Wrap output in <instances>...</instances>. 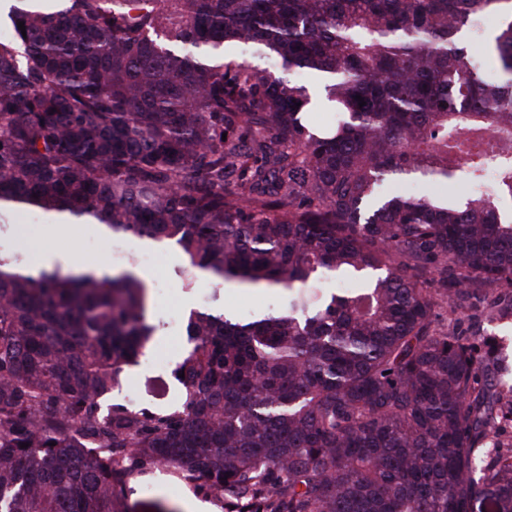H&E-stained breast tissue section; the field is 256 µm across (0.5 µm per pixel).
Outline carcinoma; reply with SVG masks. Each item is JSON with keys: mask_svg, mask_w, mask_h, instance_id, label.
<instances>
[{"mask_svg": "<svg viewBox=\"0 0 512 512\" xmlns=\"http://www.w3.org/2000/svg\"><path fill=\"white\" fill-rule=\"evenodd\" d=\"M18 2L0 212L103 225L179 251L185 288L283 304L192 310L182 402L136 410L107 400L155 336L146 279L0 253V512H120L160 465L224 512H512L503 345L433 321L512 292V0ZM490 13L505 82L464 43ZM461 173L478 196L448 194Z\"/></svg>", "mask_w": 512, "mask_h": 512, "instance_id": "1", "label": "carcinoma"}]
</instances>
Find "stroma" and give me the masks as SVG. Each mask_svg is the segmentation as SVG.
<instances>
[{"label":"stroma","mask_w":512,"mask_h":512,"mask_svg":"<svg viewBox=\"0 0 512 512\" xmlns=\"http://www.w3.org/2000/svg\"><path fill=\"white\" fill-rule=\"evenodd\" d=\"M28 212H12L5 219L6 226L0 231V250L16 254L32 252L46 257L51 252H73L83 262L109 260L110 254L104 236L97 233L93 225H77L73 236L64 237L56 233L52 220L41 223L31 221ZM93 241V249H86L85 241ZM184 262L173 250H165L159 267L149 269V279L166 277L171 287L164 298L153 299L148 308V318L159 332L154 343L148 346L143 360L125 366L119 374V383L113 389L111 400L133 409L171 408L180 399V386L172 374L173 365L181 357L185 346L177 344L167 351V365H146L147 357L153 356L156 346L170 336L171 317H185L187 307H208L235 310L246 314L267 308L273 301L270 292L249 293L238 288H216L203 277L197 278L193 288L182 286ZM119 498L126 512H191L194 503L207 502L208 512H224L223 504L216 499H203L192 484L171 470L153 468L129 480L120 490Z\"/></svg>","instance_id":"1"}]
</instances>
